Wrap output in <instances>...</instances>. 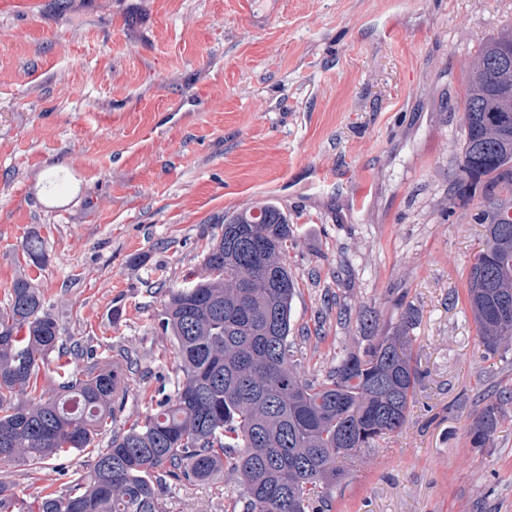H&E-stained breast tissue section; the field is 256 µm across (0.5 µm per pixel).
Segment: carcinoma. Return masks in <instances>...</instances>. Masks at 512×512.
I'll return each mask as SVG.
<instances>
[{
    "mask_svg": "<svg viewBox=\"0 0 512 512\" xmlns=\"http://www.w3.org/2000/svg\"><path fill=\"white\" fill-rule=\"evenodd\" d=\"M459 167L512 194V33L479 51L464 99ZM487 245L470 273L468 302L485 353L512 342V216L486 225ZM288 216L273 202L224 217L204 257L207 275L169 292L158 330L173 347L177 383L129 427L112 425L135 372L129 347L101 356L60 341L39 289L17 278L0 308V463L32 469L68 451L97 448L64 494L48 493L38 512H166L161 490L222 478L242 512H327L345 471L341 458L406 422L423 373L413 358L408 310L388 336L336 359L307 380L288 349L296 281L287 264ZM25 258L45 263L32 236ZM55 364L49 388L41 369ZM500 422L486 405L470 427L489 447ZM0 512H32L0 469Z\"/></svg>",
    "mask_w": 512,
    "mask_h": 512,
    "instance_id": "obj_1",
    "label": "carcinoma"
}]
</instances>
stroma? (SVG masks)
I'll return each instance as SVG.
<instances>
[{
    "label": "stroma",
    "mask_w": 512,
    "mask_h": 512,
    "mask_svg": "<svg viewBox=\"0 0 512 512\" xmlns=\"http://www.w3.org/2000/svg\"><path fill=\"white\" fill-rule=\"evenodd\" d=\"M0 0V306L31 279L62 340L139 357L118 426L174 385L156 316L204 275L226 214L288 216L289 341L305 378L417 313L426 372L401 430L343 460L330 512H512V402L489 448L470 425L512 391L467 299L487 181L459 161L467 78L512 0ZM77 201L47 208L52 178ZM39 235L47 261L29 265ZM11 464L29 505L87 468ZM168 512H236L224 480L169 485Z\"/></svg>",
    "instance_id": "35a3bbf8"
}]
</instances>
